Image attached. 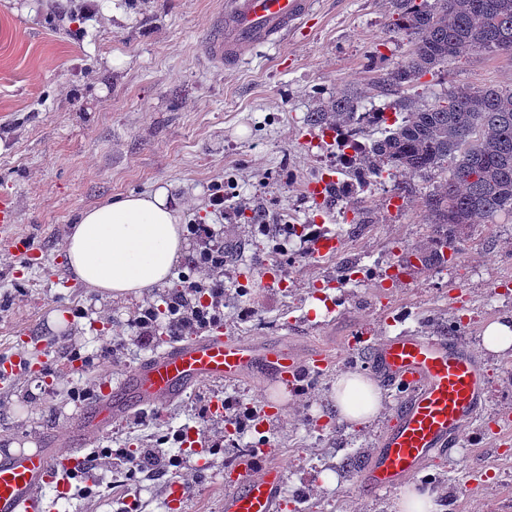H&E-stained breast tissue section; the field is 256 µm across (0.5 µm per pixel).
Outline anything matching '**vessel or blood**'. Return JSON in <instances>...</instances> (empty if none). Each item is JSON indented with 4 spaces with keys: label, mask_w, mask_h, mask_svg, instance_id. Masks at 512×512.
Masks as SVG:
<instances>
[{
    "label": "vessel or blood",
    "mask_w": 512,
    "mask_h": 512,
    "mask_svg": "<svg viewBox=\"0 0 512 512\" xmlns=\"http://www.w3.org/2000/svg\"><path fill=\"white\" fill-rule=\"evenodd\" d=\"M309 9L310 0H225L207 54L217 64L239 62L246 48L277 43ZM14 221L12 210L0 204V236L22 259H31V239L16 232ZM347 346L365 351L385 386L397 390L394 415L361 473L362 491L374 496L414 479L438 449L457 446L463 429L478 419L487 403V369L479 355L449 335L402 330L374 344L363 329L348 339ZM332 362L324 350L302 358L279 344L246 343L225 335L218 326L188 341H170L130 370L121 386L131 391L134 407L153 409L196 384L247 375L290 388L303 373L323 372ZM122 413V407L112 403L111 389H103L87 425L107 433ZM85 459L84 449L60 451L45 443L0 449V512H45L44 489L54 488L58 497H65L68 474L82 470ZM228 484L224 512L288 508L285 473L277 466L260 469L247 460L234 468Z\"/></svg>",
    "instance_id": "b4317fda"
}]
</instances>
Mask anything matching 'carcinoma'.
I'll list each match as a JSON object with an SVG mask.
<instances>
[{
  "label": "carcinoma",
  "mask_w": 512,
  "mask_h": 512,
  "mask_svg": "<svg viewBox=\"0 0 512 512\" xmlns=\"http://www.w3.org/2000/svg\"><path fill=\"white\" fill-rule=\"evenodd\" d=\"M390 29L412 38V49L386 70L383 82L402 88L446 67L468 49L512 53V0H391ZM308 121L336 133L379 130L352 162L331 195L352 207L360 192L387 170L424 180L440 178L426 204L434 227L413 253L424 266L458 256V234L477 218L512 214V88L458 86L446 99L414 108L401 122L376 120L348 95L309 113Z\"/></svg>",
  "instance_id": "1"
}]
</instances>
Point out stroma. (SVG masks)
I'll list each match as a JSON object with an SVG mask.
<instances>
[{
    "mask_svg": "<svg viewBox=\"0 0 512 512\" xmlns=\"http://www.w3.org/2000/svg\"><path fill=\"white\" fill-rule=\"evenodd\" d=\"M223 9L224 0H0V201L13 207L18 231L41 256L24 265L0 238V356L14 353L18 333L38 338L24 352L28 368L0 383V448L52 435L68 448L90 406L72 397L73 383L100 388L165 344L159 336L138 347L126 324L143 302L183 288L196 240L169 282L140 300L71 283L63 246L82 210L167 185L183 224H222L225 241L241 244L238 259L224 267L225 334L283 343L302 356L326 348L335 362L286 393L252 377L200 384L159 413L133 410L109 434L83 435L84 448L166 453L176 431L219 439L225 420L206 415L216 393L231 405L281 402L286 413L241 438L267 449L257 466L277 463L287 472L285 495L296 512H392L396 492L364 495L345 465L357 454L370 458L393 416L394 393L383 390L377 418L355 427L336 418L334 384L342 372L370 370L346 348L347 336L365 328L379 340L432 327L481 355L489 394L460 446L436 453L421 476L440 477L443 512H512V441L501 446L489 435L502 426L512 438V350L492 354L482 346L488 323L512 318V293L494 291L512 283V215L468 226L448 267L404 266L431 231L425 200L434 182L387 174L360 209L343 202L316 208L308 186L334 171L335 160L321 128L305 122L339 94L394 120L402 104L430 105L454 86L512 88V55L468 52L413 86L389 88L381 75L412 49L408 35L389 30L390 0H314L282 40L245 49L239 66L217 67L206 44ZM401 182L406 191H397ZM217 183L230 197L222 216L209 202ZM244 208L265 211L273 234L289 222L311 224L339 246L321 257L284 259L255 236ZM399 265L402 280L391 273ZM271 268L273 281L264 277ZM104 338L122 341L104 367H69L71 349L89 351ZM329 471L336 484L323 481ZM226 491L224 458L212 456L180 512H224ZM129 494L138 512H170L169 484L154 481L62 499L49 488L44 496L58 512H117Z\"/></svg>",
    "mask_w": 512,
    "mask_h": 512,
    "instance_id": "35a3bbf8",
    "label": "stroma"
}]
</instances>
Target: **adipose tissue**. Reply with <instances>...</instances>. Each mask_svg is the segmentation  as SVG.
I'll return each instance as SVG.
<instances>
[{"mask_svg": "<svg viewBox=\"0 0 512 512\" xmlns=\"http://www.w3.org/2000/svg\"><path fill=\"white\" fill-rule=\"evenodd\" d=\"M69 267L87 287L113 299L135 298L166 283L186 251L180 208L167 187L123 196L83 211L66 240ZM382 404L371 378L347 371L336 378L338 420L370 423Z\"/></svg>", "mask_w": 512, "mask_h": 512, "instance_id": "adipose-tissue-1", "label": "adipose tissue"}]
</instances>
